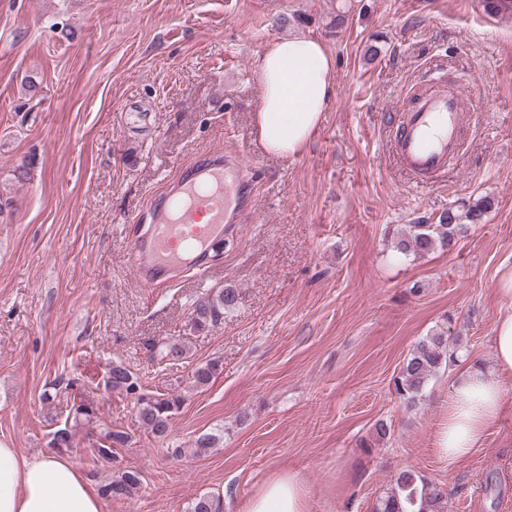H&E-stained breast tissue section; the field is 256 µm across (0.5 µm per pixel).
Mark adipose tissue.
Returning <instances> with one entry per match:
<instances>
[{"label":"adipose tissue","mask_w":512,"mask_h":512,"mask_svg":"<svg viewBox=\"0 0 512 512\" xmlns=\"http://www.w3.org/2000/svg\"><path fill=\"white\" fill-rule=\"evenodd\" d=\"M336 60L313 37L271 42L255 70L261 106L256 114L266 152L293 156L318 127L332 95ZM492 368L466 357L448 397V417L438 439L441 455L458 461L479 447L503 415L505 382L512 378V312L501 316L490 338ZM0 512H103L100 495L69 457H21L0 444ZM249 512H306L296 476L268 481Z\"/></svg>","instance_id":"adipose-tissue-1"}]
</instances>
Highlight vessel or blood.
I'll return each mask as SVG.
<instances>
[{"instance_id":"b4317fda","label":"vessel or blood","mask_w":512,"mask_h":512,"mask_svg":"<svg viewBox=\"0 0 512 512\" xmlns=\"http://www.w3.org/2000/svg\"><path fill=\"white\" fill-rule=\"evenodd\" d=\"M464 120L462 96L454 89L423 94L405 110L394 154L416 182L447 176ZM253 182V170L235 153L183 170L155 197L148 227L128 244L141 286L178 272L205 274L204 258L213 243L229 235L251 208Z\"/></svg>"}]
</instances>
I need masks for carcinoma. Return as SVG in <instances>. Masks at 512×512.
<instances>
[{
    "mask_svg": "<svg viewBox=\"0 0 512 512\" xmlns=\"http://www.w3.org/2000/svg\"><path fill=\"white\" fill-rule=\"evenodd\" d=\"M494 206L489 197H479L459 202L438 217V221L421 220L408 224L397 231L396 251L404 256L422 258L438 249L452 250L457 238L469 224H482ZM238 289L231 286L203 297L194 303L190 313L192 327L204 330L224 320V313L234 309L239 301ZM186 349L177 342L169 341L158 348L160 361L179 359ZM458 359L457 349L448 342L445 332L440 330L418 341L405 358L394 379V392L408 407L421 400L423 392L438 372L453 365ZM219 364L212 360L198 367L192 374V384L205 387L214 379ZM105 386L132 397L143 426L157 437L166 435L171 418L182 405V397L176 394H147L138 378L121 364H113L107 371ZM95 410L89 403H73L66 417L70 426L53 432L50 447L57 453H66L73 448L77 428L95 423ZM130 435L108 426L100 428L98 445L92 448L95 460L109 462L112 447L123 446ZM141 486L140 473L128 470L121 476L102 486L103 495L110 498H128ZM448 502L445 485L429 480L419 473L404 469L393 475L390 484L376 498L372 512H444ZM220 500L212 496H200L188 506V512H220Z\"/></svg>",
    "mask_w": 512,
    "mask_h": 512,
    "instance_id": "carcinoma-1",
    "label": "carcinoma"
}]
</instances>
